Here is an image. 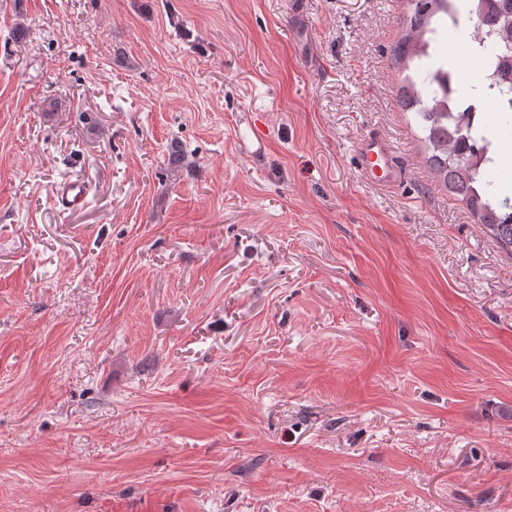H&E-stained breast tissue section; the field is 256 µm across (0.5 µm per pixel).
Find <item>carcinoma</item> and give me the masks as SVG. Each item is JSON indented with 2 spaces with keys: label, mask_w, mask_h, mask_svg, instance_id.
<instances>
[{
  "label": "carcinoma",
  "mask_w": 512,
  "mask_h": 512,
  "mask_svg": "<svg viewBox=\"0 0 512 512\" xmlns=\"http://www.w3.org/2000/svg\"><path fill=\"white\" fill-rule=\"evenodd\" d=\"M409 9L395 62L401 73L402 108L419 124L427 146V163L448 191L461 197L475 223L488 229L501 248L512 254V176L488 156L495 143L512 140V86L489 78L497 60L512 59V0H406ZM476 19L475 29L499 26L471 46L482 69L466 99L494 107V127L479 112L448 111V79L459 82V69L441 53L444 29L458 26L461 13Z\"/></svg>",
  "instance_id": "1"
}]
</instances>
